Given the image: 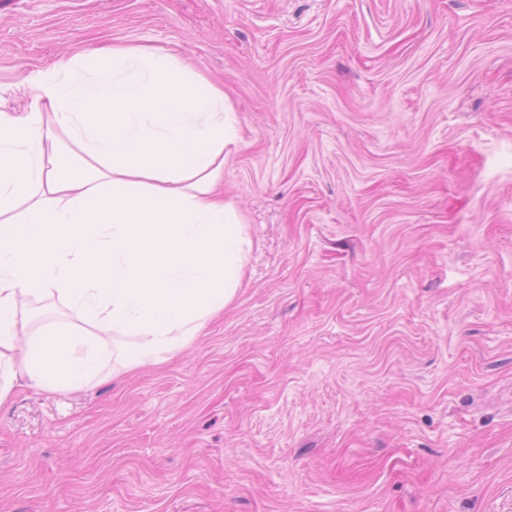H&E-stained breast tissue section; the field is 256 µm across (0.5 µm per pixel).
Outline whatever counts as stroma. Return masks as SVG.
Returning a JSON list of instances; mask_svg holds the SVG:
<instances>
[{"instance_id": "stroma-1", "label": "stroma", "mask_w": 512, "mask_h": 512, "mask_svg": "<svg viewBox=\"0 0 512 512\" xmlns=\"http://www.w3.org/2000/svg\"><path fill=\"white\" fill-rule=\"evenodd\" d=\"M148 47L224 92L234 301L0 405V512H512V0H0V103Z\"/></svg>"}]
</instances>
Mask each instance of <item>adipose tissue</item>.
Instances as JSON below:
<instances>
[{
    "label": "adipose tissue",
    "instance_id": "obj_1",
    "mask_svg": "<svg viewBox=\"0 0 512 512\" xmlns=\"http://www.w3.org/2000/svg\"><path fill=\"white\" fill-rule=\"evenodd\" d=\"M237 139L222 90L140 47L63 65L28 112L0 109V405L19 374L65 391L162 362L233 301L248 240L220 179ZM23 296L75 319L29 328Z\"/></svg>",
    "mask_w": 512,
    "mask_h": 512
}]
</instances>
